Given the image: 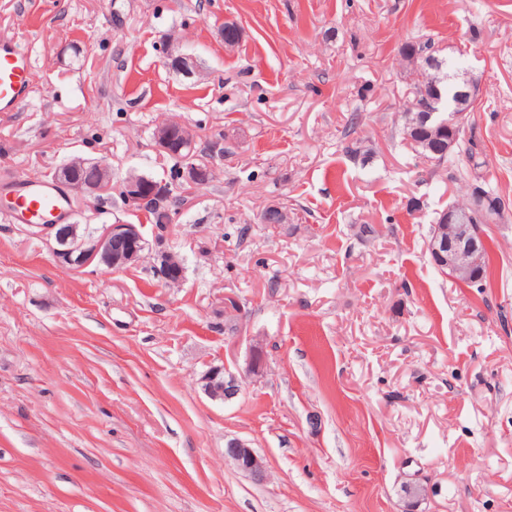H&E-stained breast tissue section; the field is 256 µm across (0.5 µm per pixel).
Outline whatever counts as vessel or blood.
Instances as JSON below:
<instances>
[{
    "instance_id": "b4317fda",
    "label": "vessel or blood",
    "mask_w": 512,
    "mask_h": 512,
    "mask_svg": "<svg viewBox=\"0 0 512 512\" xmlns=\"http://www.w3.org/2000/svg\"><path fill=\"white\" fill-rule=\"evenodd\" d=\"M34 87L33 63L13 38L0 36V112H17ZM0 211L15 224H67L70 202L61 188L43 178H15L0 198Z\"/></svg>"
}]
</instances>
